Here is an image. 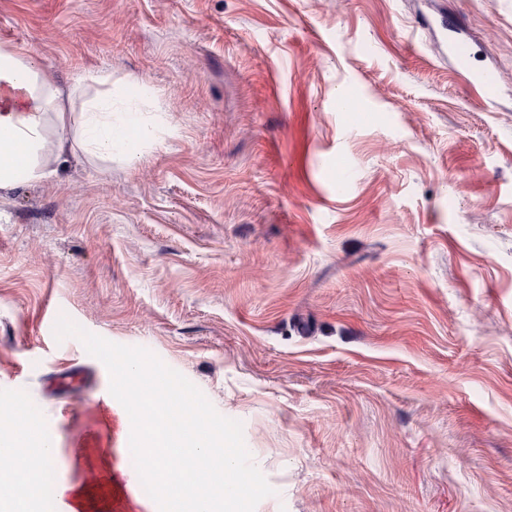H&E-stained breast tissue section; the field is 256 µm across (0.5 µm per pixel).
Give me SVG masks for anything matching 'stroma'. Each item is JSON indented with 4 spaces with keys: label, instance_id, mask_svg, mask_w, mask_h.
<instances>
[{
    "label": "stroma",
    "instance_id": "stroma-1",
    "mask_svg": "<svg viewBox=\"0 0 512 512\" xmlns=\"http://www.w3.org/2000/svg\"><path fill=\"white\" fill-rule=\"evenodd\" d=\"M0 44L143 120L106 159L48 113L69 163L0 196V441L23 401L52 512H158L63 315L241 422L255 512H512V0H0ZM441 26L446 31L445 44L448 50V57H450L456 66L465 68L469 65L471 56V46L468 41L460 34V25H454L447 28L441 20ZM475 81L483 91L481 102L492 101L501 83V74L495 68H483L475 73Z\"/></svg>",
    "mask_w": 512,
    "mask_h": 512
}]
</instances>
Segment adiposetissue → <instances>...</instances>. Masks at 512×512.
<instances>
[{
	"label": "adipose tissue",
	"mask_w": 512,
	"mask_h": 512,
	"mask_svg": "<svg viewBox=\"0 0 512 512\" xmlns=\"http://www.w3.org/2000/svg\"><path fill=\"white\" fill-rule=\"evenodd\" d=\"M75 94V89L64 92L50 82L23 51L0 46V192L46 177V169L36 161V148L44 116L51 110L70 116L87 151L108 157L118 149L135 156L140 124L136 111H128L116 125L111 121V90L82 107H67L66 98ZM13 428L14 438L0 447V456L23 458L28 468L48 466L44 451L31 446L34 430L23 414H16Z\"/></svg>",
	"instance_id": "adipose-tissue-1"
}]
</instances>
